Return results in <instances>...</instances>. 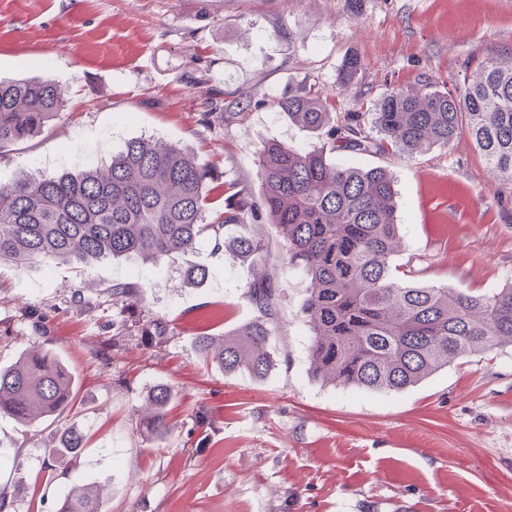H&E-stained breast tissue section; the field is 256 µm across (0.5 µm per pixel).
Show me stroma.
Instances as JSON below:
<instances>
[{"mask_svg":"<svg viewBox=\"0 0 512 512\" xmlns=\"http://www.w3.org/2000/svg\"><path fill=\"white\" fill-rule=\"evenodd\" d=\"M361 68L342 85L346 57ZM512 56V0H0V79L47 77L65 112L0 155V183L109 164L125 140L188 149L218 182L249 192L244 230L263 238L282 293L276 364L263 380L203 365L197 333L252 320L246 266L201 240L160 269L139 259L86 265H0V366L43 344L70 368L77 401L34 427L0 415V491L10 512H57L66 486L94 481L106 512H512V346L456 360L417 386L371 392L309 372L301 316L308 280L285 264L262 210L259 149L320 147L273 112V100L314 87L333 110L362 112L386 89L418 79L460 84L479 61ZM221 91L227 124L201 121ZM339 166L388 168L395 180L402 278L488 293L512 282V184L493 178L467 135L413 157L336 152ZM204 264L184 284L185 261ZM139 281V310L168 320L156 343H112L107 289ZM50 316L35 336L31 315ZM173 388L170 432L140 424L148 395ZM88 437L79 464L51 455L63 428Z\"/></svg>","mask_w":512,"mask_h":512,"instance_id":"obj_1","label":"stroma"}]
</instances>
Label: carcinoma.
<instances>
[{
	"label": "carcinoma",
	"mask_w": 512,
	"mask_h": 512,
	"mask_svg": "<svg viewBox=\"0 0 512 512\" xmlns=\"http://www.w3.org/2000/svg\"><path fill=\"white\" fill-rule=\"evenodd\" d=\"M65 90L46 78L0 80V154L40 133L65 110ZM273 111L324 137L330 150L389 151L412 156L450 144L465 129L489 169L512 184V65L478 63L475 77L444 91L423 81L390 88L366 112L328 111L321 92L301 90L270 103ZM263 206L283 238L288 263L309 280L301 314L310 332L309 371L317 379L372 392L401 391L448 363L512 345V282L491 294L421 286L399 278L392 256L400 248L394 177L384 167H338L324 148L303 151L273 141L258 152ZM217 186L205 162L172 144L131 138L110 164L87 162L76 171L24 173L0 184V264L23 270L35 263L83 264L136 257L155 268L195 251L208 236L249 262L247 295L258 315L230 332L197 334L194 348L226 373L264 378L274 366L269 319L276 275L265 270L257 238L226 232L254 210L237 190L211 210ZM206 266L191 263L184 279L204 282ZM140 282L109 288L124 309L144 293ZM169 324L148 316L116 335H168ZM75 378L41 346L0 367V413L32 426L75 405ZM173 391L154 389L142 427L162 439ZM86 436L67 427L54 455L79 463ZM95 484L62 492L58 512H104Z\"/></svg>",
	"instance_id": "cac0c4a2"
}]
</instances>
